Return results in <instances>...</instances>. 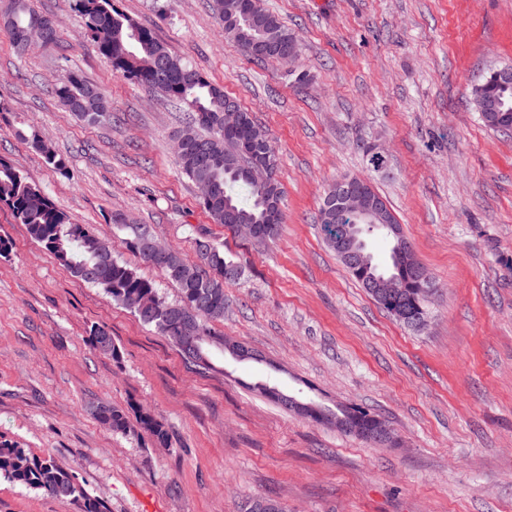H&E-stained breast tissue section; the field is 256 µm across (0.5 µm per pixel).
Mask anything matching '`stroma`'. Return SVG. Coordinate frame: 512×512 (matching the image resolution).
Listing matches in <instances>:
<instances>
[{"label":"stroma","mask_w":512,"mask_h":512,"mask_svg":"<svg viewBox=\"0 0 512 512\" xmlns=\"http://www.w3.org/2000/svg\"><path fill=\"white\" fill-rule=\"evenodd\" d=\"M261 3L297 33L293 67L249 59L211 0L118 5L267 130L284 224L266 244L212 223L176 162L179 110L113 71L72 0H33L56 21V45L21 59L0 32V156L168 298L175 285L127 249L112 212L151 225L188 262L201 233L243 257L217 329L262 356L195 372L0 203L11 244L0 256V441L68 467L104 512H240L255 495L288 512H512V132L486 127L469 98L488 68L512 64V0ZM69 69L101 89L111 123L60 106L52 88ZM33 128L67 158V174L18 137ZM365 144L383 150L374 186L436 284L421 330L378 307L318 224L327 185L365 175ZM95 324L119 361L92 348ZM258 380L370 409L400 443L374 447L302 419L250 391ZM100 399L153 413L168 445L99 424L89 405ZM0 512L82 504L0 476Z\"/></svg>","instance_id":"35a3bbf8"}]
</instances>
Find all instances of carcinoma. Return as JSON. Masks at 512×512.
I'll return each instance as SVG.
<instances>
[{"mask_svg":"<svg viewBox=\"0 0 512 512\" xmlns=\"http://www.w3.org/2000/svg\"><path fill=\"white\" fill-rule=\"evenodd\" d=\"M74 6L85 18L86 37L110 60L115 73L156 90L185 108L184 123L191 127L194 136L177 164L192 182L207 180L213 185L210 197L199 200L211 221L223 224L225 217L231 215L235 224L262 226L265 240L277 238L283 220L270 222V203L275 194H283L281 184L250 179L240 139L224 135V110L230 106L243 114L247 134L263 146L256 159L278 164L275 146L251 114L181 58L171 54L151 29L124 13L116 0H74ZM213 10L223 25L224 36L236 42L253 60L271 61V53L262 54L256 49L258 42H283L300 49L297 35L264 9L260 0H213ZM0 11L4 14L0 29L8 36L16 55L23 57L35 48L57 42L59 32L54 19L36 10L31 0H0ZM487 77L486 73L478 85L472 86L470 95L483 99L480 117L486 126L494 131H511L512 121L503 122L499 113L512 110V85L501 88L494 82H486ZM53 93L80 121L112 120L103 93L75 70L68 71L55 84ZM19 136L39 152L52 169L61 174L68 172L66 159L43 142L38 131L21 132ZM330 192L331 188L325 189L319 208V224L327 244L352 237L365 244L368 238L377 235L390 239L386 265L377 263L365 246L367 266L359 264L347 271L365 289L370 274L395 279L399 287L397 296L384 300L372 291L371 297L392 317L399 310L412 309L415 291L411 267L416 258L412 252L403 257L397 252L396 246L404 236L385 201L372 185L365 187L366 195L374 202L375 216L374 223L365 224L345 215L336 217V207L327 203ZM0 202L8 205L18 222L26 226L31 239L73 276L101 289L113 302L130 310L140 323L154 328L175 348L186 365L200 373L216 368L213 362L208 365L197 362L195 355L183 348L179 337L193 334L194 328L201 325L206 329L204 345L210 356L224 351V335L216 330L215 324L224 321V288L241 277L243 266L226 255L222 245L201 234L195 238V246L202 264H190L176 251L171 252L173 261L167 263L147 252V243L155 236L151 225L135 224L120 212L111 215L110 223L120 225L126 234L127 248L176 285L177 298L170 301L160 293L154 281L116 258L107 266L99 267L95 262L97 248L107 240L90 225L72 223L37 185L3 158H0ZM169 306L177 308L180 321L168 322L166 308ZM89 341L98 353L119 360V348L106 327L91 326ZM92 414L100 424H109L114 433H144L159 444H168L169 433L164 423L148 411H139L133 424L128 409L105 400L93 406ZM0 475L41 489L57 499H82L84 512H101L100 505L85 495L70 470L50 459H33L24 449L5 441L0 442ZM262 500L274 504L278 512H288L280 501L262 496L247 498L241 512H259L257 504Z\"/></svg>","mask_w":512,"mask_h":512,"instance_id":"obj_1","label":"carcinoma"}]
</instances>
